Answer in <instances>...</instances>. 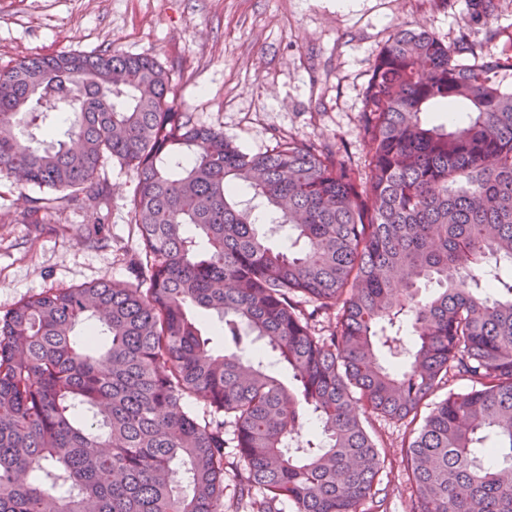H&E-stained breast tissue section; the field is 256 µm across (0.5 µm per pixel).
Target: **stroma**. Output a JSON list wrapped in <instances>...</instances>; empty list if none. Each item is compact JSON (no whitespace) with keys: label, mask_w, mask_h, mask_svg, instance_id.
I'll list each match as a JSON object with an SVG mask.
<instances>
[{"label":"stroma","mask_w":512,"mask_h":512,"mask_svg":"<svg viewBox=\"0 0 512 512\" xmlns=\"http://www.w3.org/2000/svg\"><path fill=\"white\" fill-rule=\"evenodd\" d=\"M423 25L485 55L512 45V0L490 24L470 0H0V67L32 55L104 50L156 59L170 101L192 123L213 127L256 154L276 139L326 141L363 161L359 116L370 64L395 29ZM499 32L487 40V29ZM98 202L38 208L48 189L0 171V311L20 298L108 277L133 281L135 173L105 161ZM385 461L386 512H411L409 427L368 416Z\"/></svg>","instance_id":"obj_1"}]
</instances>
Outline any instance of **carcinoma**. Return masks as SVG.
Segmentation results:
<instances>
[{"instance_id": "cac0c4a2", "label": "carcinoma", "mask_w": 512, "mask_h": 512, "mask_svg": "<svg viewBox=\"0 0 512 512\" xmlns=\"http://www.w3.org/2000/svg\"><path fill=\"white\" fill-rule=\"evenodd\" d=\"M170 86L112 50L0 68V170L96 200L112 158L135 172L139 239L136 284L0 313V512H361L382 470L366 415L411 425L450 374L472 386L413 430L412 512H512V56L398 27L363 93L362 165L292 137L247 153L172 111ZM440 104L468 121L422 119ZM58 113L77 146L16 133ZM193 308L222 323L223 353Z\"/></svg>"}]
</instances>
